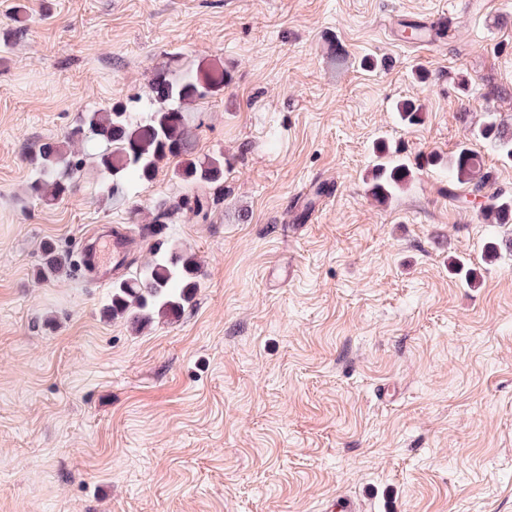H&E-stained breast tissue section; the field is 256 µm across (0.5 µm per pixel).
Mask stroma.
<instances>
[{
    "instance_id": "1",
    "label": "stroma",
    "mask_w": 512,
    "mask_h": 512,
    "mask_svg": "<svg viewBox=\"0 0 512 512\" xmlns=\"http://www.w3.org/2000/svg\"><path fill=\"white\" fill-rule=\"evenodd\" d=\"M441 11L446 42L402 37ZM215 61L232 81L194 106L195 153L224 178L207 222L159 228L201 285L136 328L73 256L119 224L144 262L141 226L191 191L177 160L123 202L87 168L48 204L26 157L162 63ZM490 112L512 126V0H0V512H512V224L441 169L385 205L366 185L378 140L448 158Z\"/></svg>"
}]
</instances>
